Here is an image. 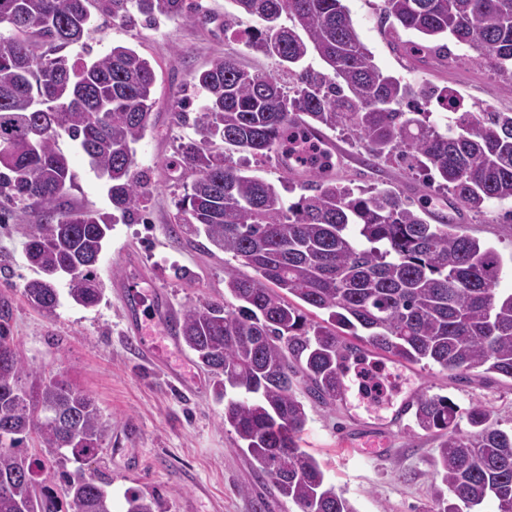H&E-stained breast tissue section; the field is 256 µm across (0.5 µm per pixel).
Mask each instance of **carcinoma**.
<instances>
[{"label":"carcinoma","instance_id":"obj_1","mask_svg":"<svg viewBox=\"0 0 512 512\" xmlns=\"http://www.w3.org/2000/svg\"><path fill=\"white\" fill-rule=\"evenodd\" d=\"M224 28L236 13L264 22L248 47L278 59L280 72H250L218 56L192 75L202 93L198 116L186 106L171 113L198 135L182 143L169 170L188 171L190 187L175 202L171 232L190 228L238 262L224 271V300L188 306L176 323L184 344L214 375L224 402L221 419L300 512H357L301 448L308 416L297 396L302 384L323 405L336 400V374L352 349L347 338L412 364L448 372L481 368L512 379V292L497 288V251L393 188H353L327 169L304 165L311 178L287 203L277 188L246 174L224 147L265 158L281 150L291 129L316 138L340 129L377 161L407 163L438 181L469 211L492 200L512 202V112L465 108L448 88L415 89L386 75L360 40L343 0H230ZM89 0H0V224L34 218L25 254L39 277L23 294L51 314L59 306L56 276H70L68 296L97 306L103 288L95 269L111 226L91 209H63L73 184L66 135L105 180L112 207L123 216L146 210L144 175L134 144L153 128L156 75L135 49L114 46L93 61L58 50L78 43L90 22ZM112 20L134 14L153 21L208 19L194 0H97ZM287 16L290 26L279 24ZM392 50L412 64L435 55L457 62L445 45L402 42L399 30L425 38L450 36L468 46L512 94V0H384ZM50 45L47 54L35 44ZM323 71L300 68L310 52ZM288 76L292 85L281 84ZM451 112L448 122L428 109ZM251 269L252 273L245 272ZM328 314L308 319L307 308ZM10 308L0 306V512H61L55 482L72 512H112L102 482L63 470L95 458L112 435V418L93 397L63 379H45L16 352ZM416 426L440 437L435 475L448 495L438 512H477L488 500L512 512V430L499 428L477 402L462 429L447 397L422 394ZM39 449L25 448L31 433ZM126 512H158L155 497L131 494Z\"/></svg>","mask_w":512,"mask_h":512}]
</instances>
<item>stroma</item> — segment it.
Segmentation results:
<instances>
[{"instance_id": "1", "label": "stroma", "mask_w": 512, "mask_h": 512, "mask_svg": "<svg viewBox=\"0 0 512 512\" xmlns=\"http://www.w3.org/2000/svg\"><path fill=\"white\" fill-rule=\"evenodd\" d=\"M199 2L211 20L196 27L162 15L150 24H129L92 10L83 40L66 47L69 56L91 60L113 46H129L154 68L155 126L135 146L137 168L149 181L145 220L114 222L96 270L104 288L102 301L93 308L72 304L64 276L57 284L60 305L51 315L22 294L24 284L37 276L25 255L31 219L0 224V301L12 308V344L24 360L44 377H62L86 391L111 417L112 437L103 450L91 461L67 462L65 469L101 474L113 512H124L130 492L157 498L162 512H299L238 450L235 433L222 423L224 407L213 397L211 372L184 343L167 341L163 356L153 360L134 341L135 330L153 329L156 299H163L176 317L188 305L224 297L228 256L205 236L170 231L174 203L192 178L176 176L166 164L194 134L192 127L173 124V105L190 95L191 73L224 54L251 71L279 70L275 59L254 52L244 39L261 30L262 21L242 13L228 30L224 13L232 8L230 0ZM344 4L385 74L417 87H449L473 111L487 103L512 111V94L503 91L501 79L479 65L467 46L448 40L449 50L460 58L453 68L434 62L410 68L388 44L380 23L383 0ZM326 140L339 158L334 172L342 181L362 187L392 185L414 199L432 196L436 211L456 217L466 233L497 249L503 258L498 288L512 291V235L499 222L507 204L490 203L480 214L455 213L445 195L418 172L395 163L371 165L368 153L340 132H327ZM59 146L70 156L74 174L68 206L111 212L107 186L88 159L69 138H60ZM232 160L279 189L297 180L277 153L259 161L238 152ZM131 290L139 291L142 299L133 309L126 306ZM343 372L348 376V402L307 401L301 446L322 464L328 481L357 512H437L441 484L432 465L438 454L435 435L416 430L410 420L405 428L378 432L376 457L345 445L359 419L377 417L387 403L400 402L411 389L448 397L462 415L473 403H482L502 429H512V381L498 375L479 369L451 373L401 362L365 343L345 360Z\"/></svg>"}]
</instances>
